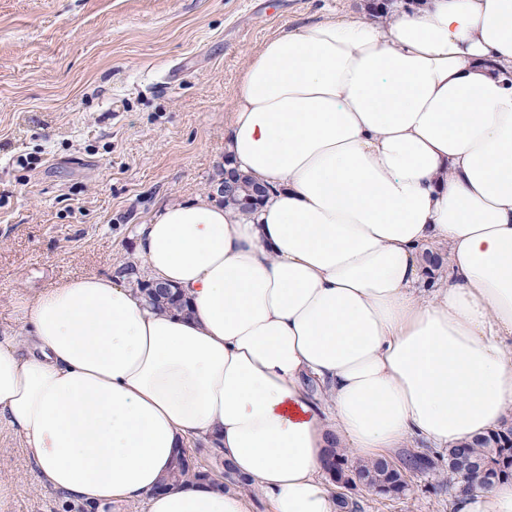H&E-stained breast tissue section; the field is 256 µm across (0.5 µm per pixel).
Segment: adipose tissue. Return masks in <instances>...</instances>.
<instances>
[{
  "instance_id": "adipose-tissue-1",
  "label": "adipose tissue",
  "mask_w": 512,
  "mask_h": 512,
  "mask_svg": "<svg viewBox=\"0 0 512 512\" xmlns=\"http://www.w3.org/2000/svg\"><path fill=\"white\" fill-rule=\"evenodd\" d=\"M224 152L270 189L253 214L199 194L138 231L189 313L83 275L20 298L0 338V428L67 512H250L211 483L161 489L196 438L273 512H336L330 448L445 450L512 418V0L267 39ZM454 509L512 512V479Z\"/></svg>"
}]
</instances>
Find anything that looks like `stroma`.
Here are the masks:
<instances>
[{"label":"stroma","mask_w":512,"mask_h":512,"mask_svg":"<svg viewBox=\"0 0 512 512\" xmlns=\"http://www.w3.org/2000/svg\"><path fill=\"white\" fill-rule=\"evenodd\" d=\"M367 0H0V332L20 296L119 276L136 229L167 202L213 193L250 56L269 37L367 18ZM423 456L406 495L358 488L357 512H452L448 469ZM11 512H61L19 436L0 432Z\"/></svg>","instance_id":"stroma-1"}]
</instances>
